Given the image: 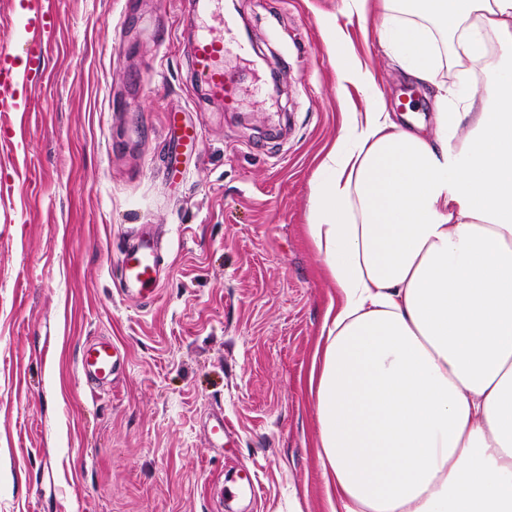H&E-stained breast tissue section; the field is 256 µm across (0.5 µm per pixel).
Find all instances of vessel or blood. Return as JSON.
I'll return each mask as SVG.
<instances>
[{"label":"vessel or blood","instance_id":"vessel-or-blood-1","mask_svg":"<svg viewBox=\"0 0 512 512\" xmlns=\"http://www.w3.org/2000/svg\"><path fill=\"white\" fill-rule=\"evenodd\" d=\"M201 15L191 43L192 69L204 84L210 97L222 100L225 108L236 104V85L224 70V38L219 30L225 25L223 0H200ZM26 29L32 38L26 49L25 64H17L16 55L0 49V108L21 111L16 88L29 72L42 66L40 35L49 26V15L44 0H23ZM201 127L185 122L174 139L169 171L178 174L179 157L183 151L195 148L200 140ZM161 256L147 232L132 236L120 253V291L126 295L144 298L157 296L160 286ZM120 346L109 339H100L84 347L81 367L86 377L104 382L119 368Z\"/></svg>","mask_w":512,"mask_h":512}]
</instances>
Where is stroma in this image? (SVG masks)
Here are the masks:
<instances>
[{"mask_svg":"<svg viewBox=\"0 0 512 512\" xmlns=\"http://www.w3.org/2000/svg\"><path fill=\"white\" fill-rule=\"evenodd\" d=\"M46 5L28 119L0 111V512H326L308 388L336 299L306 232L321 162L343 113L378 97L435 133L436 85L395 63L376 0L359 17L343 0H228L230 110L193 76L188 0ZM328 22L370 85L340 83ZM498 75L446 56L437 84L477 96ZM174 111L203 136L173 184ZM142 226L165 262L151 302L118 291ZM103 337L125 357L98 386L79 354Z\"/></svg>","mask_w":512,"mask_h":512,"instance_id":"obj_1","label":"stroma"}]
</instances>
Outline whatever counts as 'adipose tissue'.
I'll return each mask as SVG.
<instances>
[{"mask_svg":"<svg viewBox=\"0 0 512 512\" xmlns=\"http://www.w3.org/2000/svg\"><path fill=\"white\" fill-rule=\"evenodd\" d=\"M383 2L394 59L428 84L439 39L459 63L489 32L512 47V0ZM436 98L431 139L380 99L348 113L314 196L336 288L309 376L329 512H512V68L481 105Z\"/></svg>","mask_w":512,"mask_h":512,"instance_id":"adipose-tissue-1","label":"adipose tissue"}]
</instances>
